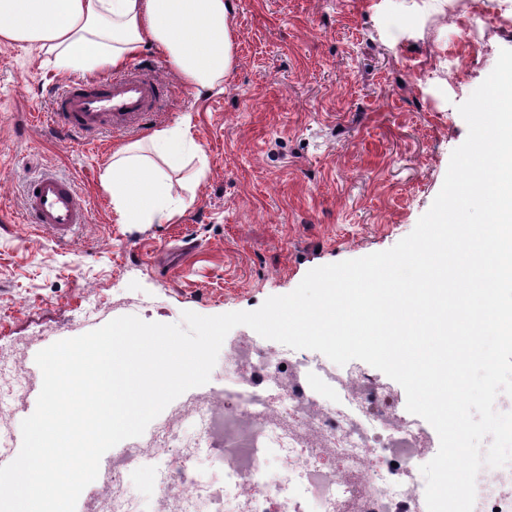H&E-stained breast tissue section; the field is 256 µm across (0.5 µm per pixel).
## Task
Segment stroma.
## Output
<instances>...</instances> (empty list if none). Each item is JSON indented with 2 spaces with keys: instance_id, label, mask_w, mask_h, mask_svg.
Wrapping results in <instances>:
<instances>
[{
  "instance_id": "1",
  "label": "stroma",
  "mask_w": 512,
  "mask_h": 512,
  "mask_svg": "<svg viewBox=\"0 0 512 512\" xmlns=\"http://www.w3.org/2000/svg\"><path fill=\"white\" fill-rule=\"evenodd\" d=\"M382 0H233L236 65L196 94L155 49L135 62L171 95L139 127L53 130L56 87L76 80L28 44H0V349L36 354L136 302L147 322L257 309L316 267L392 248L440 191L467 137L457 110L512 49V0H448L393 42ZM491 21L462 37L475 3ZM192 114L199 146L167 171L179 209L121 224L101 175L119 146ZM52 171L88 208L73 240L24 221V187Z\"/></svg>"
}]
</instances>
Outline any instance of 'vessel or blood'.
<instances>
[{"mask_svg": "<svg viewBox=\"0 0 512 512\" xmlns=\"http://www.w3.org/2000/svg\"><path fill=\"white\" fill-rule=\"evenodd\" d=\"M165 99L161 80L137 66L93 84L70 82L52 99L53 127L77 135L105 128L127 130ZM24 215L28 223L68 243L87 222V207L72 181L53 173L31 180L26 188Z\"/></svg>", "mask_w": 512, "mask_h": 512, "instance_id": "vessel-or-blood-1", "label": "vessel or blood"}]
</instances>
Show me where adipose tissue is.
Segmentation results:
<instances>
[{
  "mask_svg": "<svg viewBox=\"0 0 512 512\" xmlns=\"http://www.w3.org/2000/svg\"><path fill=\"white\" fill-rule=\"evenodd\" d=\"M232 0H0V43H29L63 72L122 67L145 47L161 52L196 94L222 93L235 66ZM199 147L189 121L120 148L101 180L122 224H164L174 199L154 160L181 167Z\"/></svg>",
  "mask_w": 512,
  "mask_h": 512,
  "instance_id": "1",
  "label": "adipose tissue"
}]
</instances>
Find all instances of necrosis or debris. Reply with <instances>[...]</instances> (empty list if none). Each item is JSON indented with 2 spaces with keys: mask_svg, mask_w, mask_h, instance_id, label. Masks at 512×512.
Listing matches in <instances>:
<instances>
[{
  "mask_svg": "<svg viewBox=\"0 0 512 512\" xmlns=\"http://www.w3.org/2000/svg\"><path fill=\"white\" fill-rule=\"evenodd\" d=\"M224 360L232 387L184 394L124 440L85 512H142L131 480L151 457L166 461L157 490L174 512H427L429 432L391 384L289 347L271 361L249 341ZM204 457L225 475H202ZM474 512H512V464L479 472Z\"/></svg>",
  "mask_w": 512,
  "mask_h": 512,
  "instance_id": "1",
  "label": "necrosis or debris"
}]
</instances>
